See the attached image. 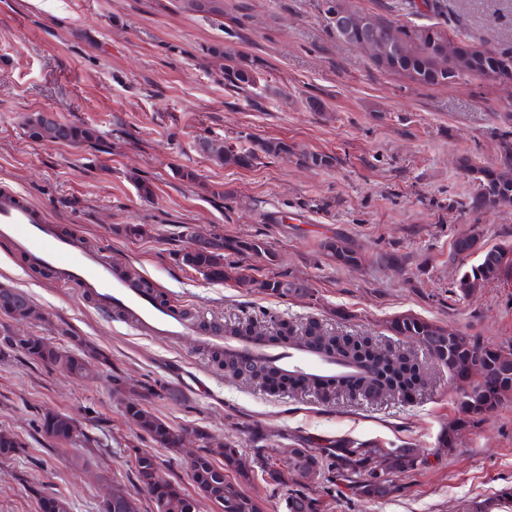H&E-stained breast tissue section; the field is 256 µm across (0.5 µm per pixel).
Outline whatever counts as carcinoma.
I'll use <instances>...</instances> for the list:
<instances>
[{"instance_id":"obj_1","label":"carcinoma","mask_w":512,"mask_h":512,"mask_svg":"<svg viewBox=\"0 0 512 512\" xmlns=\"http://www.w3.org/2000/svg\"><path fill=\"white\" fill-rule=\"evenodd\" d=\"M379 32V36L399 43L400 54L397 62L400 68H412L420 75V84L435 86L446 84L468 74L486 76L485 70L496 68H512V50H492L483 46H466L459 55L433 53L428 56L419 54L421 44L425 43L429 34L444 38L436 25H416L405 27L392 21L376 16H369ZM214 52L224 57V85L244 91L257 82L255 69L232 54L224 53L220 47ZM26 134L34 141H59L73 146L94 145L97 143V130L84 122H64L52 112H36L25 119ZM268 155H291L293 149L282 141L259 142L242 152L219 145L215 142L208 147L207 155L218 162H226L238 166L247 165L259 159V153ZM463 171L473 176L478 182L477 193L471 205L475 210L497 208L512 199L504 195L512 193V143H505L501 161L496 167L474 165L465 158L460 162ZM260 239H225L215 237L207 248L186 247L181 253L182 265L195 270L212 281L233 280L242 287L259 288L268 295L286 296L296 291L294 284L287 276L279 275L258 279L252 275L255 267L240 265L233 260L235 256H251L257 259L266 257L261 249ZM324 254L339 265L353 267L358 262L357 253L342 239H334L323 244ZM456 253L480 252L477 264L466 270L456 283L459 296H466L472 289L499 277L502 265L494 262L493 256L501 250H481L474 238H463L456 242ZM391 331L398 336H408L426 349L437 363L448 368V372L459 382L463 401L460 407L467 414L458 418L448 430L441 435L440 444L454 451L456 438L468 427L473 417L493 412L504 400L512 397V387L500 379L507 371L505 363L500 360L499 349L480 343L476 336H469L458 329L448 330L433 323L415 317H402L390 324ZM314 342L318 346L333 350L344 359H349L369 369L366 378L353 380V385L346 388L351 395L376 396L385 393L380 388L381 380L407 381L418 371L414 359L400 351H391L383 356L384 364L376 366L370 361L361 360L367 355L370 345L365 341H340L331 336H317ZM28 348L25 355L43 365H63L75 374H83L88 370V361L67 350L49 345L36 336L27 340ZM224 369L235 376L256 374L261 371L257 365L243 366L231 358L224 359ZM128 418L137 428L146 433L155 443L163 448H177L180 445L183 429H175L160 419L140 403L126 405ZM44 435L53 438L57 445L72 443L70 428L64 417L48 414L41 422ZM202 442L204 452L200 455L201 463L193 477V482L207 498H222L230 503V512H261L258 501L243 495L237 485L225 478L224 471L238 470L241 454L230 444L218 451L224 457V463L218 465L213 459V450L208 448L207 437L199 430H193ZM379 459L380 473L367 471L371 461ZM253 462L260 463L261 478L276 490L283 491L286 512H321V499L303 489L288 487V473L295 472L303 478L318 477L335 486L345 485L353 495L364 499L385 498L399 492L398 486L392 483L389 475L417 470L427 463V458L415 448L383 449L373 443L352 442L338 439L330 448H323L312 453L306 448L294 450L293 457L286 468H279L261 462L256 457ZM159 468L155 456L142 453L135 456V477L140 488L147 493L149 500L160 497L166 499L167 512H188L191 496L183 493L179 487L154 481L153 474ZM512 505V487L500 490L495 497L476 501L469 506V512H502V508Z\"/></svg>"}]
</instances>
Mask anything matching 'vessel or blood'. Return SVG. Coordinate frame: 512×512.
I'll return each instance as SVG.
<instances>
[{
    "label": "vessel or blood",
    "mask_w": 512,
    "mask_h": 512,
    "mask_svg": "<svg viewBox=\"0 0 512 512\" xmlns=\"http://www.w3.org/2000/svg\"><path fill=\"white\" fill-rule=\"evenodd\" d=\"M0 237L10 239L32 264L52 269L61 284L76 288L103 311L122 313L145 334L170 341L197 335L185 309L162 303L141 280L128 276L103 252L89 249L81 235L62 233L46 212L21 195H0ZM197 337L211 351L263 365L283 377L304 379L316 390L365 373L363 367L313 344L278 343L256 333L214 331Z\"/></svg>",
    "instance_id": "1"
}]
</instances>
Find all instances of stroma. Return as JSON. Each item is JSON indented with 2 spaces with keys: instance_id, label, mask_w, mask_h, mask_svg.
I'll return each mask as SVG.
<instances>
[{
  "instance_id": "35a3bbf8",
  "label": "stroma",
  "mask_w": 512,
  "mask_h": 512,
  "mask_svg": "<svg viewBox=\"0 0 512 512\" xmlns=\"http://www.w3.org/2000/svg\"><path fill=\"white\" fill-rule=\"evenodd\" d=\"M347 2L405 26L439 23L459 43L512 47V0H443L442 14L424 17L409 0ZM217 45L253 63L260 73L253 88L225 87L224 61L211 54ZM311 98L321 110L309 109ZM38 111L94 126L98 148L30 140L23 121ZM202 138L237 150L279 139L334 163L304 168L264 156L246 168L220 166L199 151ZM511 139L512 87L477 75L406 83L336 38L323 0H209L205 12L189 0H0V192L22 193L63 231L120 258L204 332L250 322L272 336L287 321L406 347L409 339L388 324L413 315L511 346L512 262L467 298L455 288L479 260L456 254L459 237L512 253V205L471 210L477 187L459 168L463 158L497 165ZM181 167L220 196L174 178ZM140 179L152 183L151 198L139 195ZM123 224L147 233L116 235ZM186 226L263 239L274 260L259 263V277L287 273L297 292L267 295L183 266ZM336 236L358 250V267L323 254L322 243ZM0 285L23 291L43 314L14 325L15 333L103 356L83 377L0 356V431L20 442L15 455L0 457V512H43L50 497L66 498L71 512H100L116 489L150 512L134 476L142 452L157 456L166 480L194 493L187 461L196 443L162 448L137 430L125 413L134 385L152 388L154 414L206 432L212 444L232 442L248 456L258 434L278 467L292 449L339 438L427 453L425 467L394 475L401 490L384 499L326 495L310 483L325 512H464L512 486V399L476 418L454 451L439 448L440 431L459 415L458 391L425 351L416 353L425 383L413 395L327 402L308 387L225 376L219 355L99 310L2 238ZM48 413L75 419L85 441L63 447L44 437L38 424Z\"/></svg>"
}]
</instances>
